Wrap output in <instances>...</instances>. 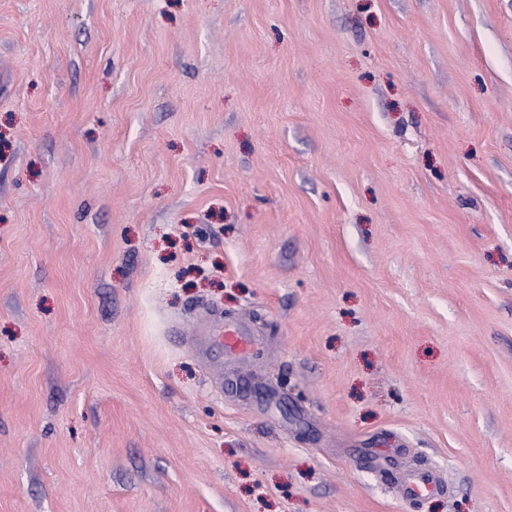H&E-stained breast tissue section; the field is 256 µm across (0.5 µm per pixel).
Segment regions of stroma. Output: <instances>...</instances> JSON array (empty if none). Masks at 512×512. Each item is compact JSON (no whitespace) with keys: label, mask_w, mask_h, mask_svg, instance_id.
<instances>
[{"label":"stroma","mask_w":512,"mask_h":512,"mask_svg":"<svg viewBox=\"0 0 512 512\" xmlns=\"http://www.w3.org/2000/svg\"><path fill=\"white\" fill-rule=\"evenodd\" d=\"M0 512H512V0H0ZM218 336H221L225 351L231 354H245L252 351L253 340L240 327L226 324ZM401 481L407 497L412 500L432 494L442 487L438 474L428 467L406 470Z\"/></svg>","instance_id":"35a3bbf8"}]
</instances>
